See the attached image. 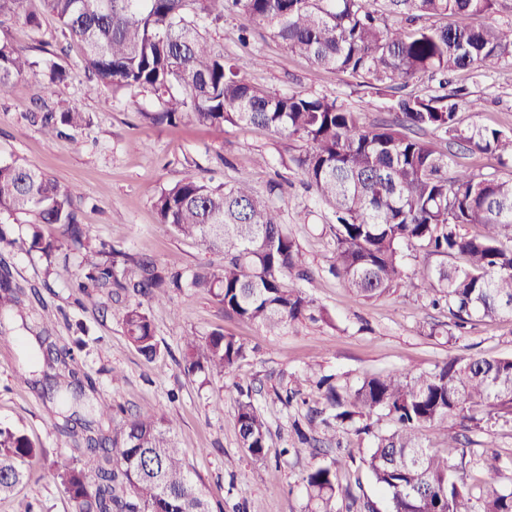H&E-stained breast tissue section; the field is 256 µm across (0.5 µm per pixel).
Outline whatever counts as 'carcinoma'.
<instances>
[{
	"mask_svg": "<svg viewBox=\"0 0 512 512\" xmlns=\"http://www.w3.org/2000/svg\"><path fill=\"white\" fill-rule=\"evenodd\" d=\"M24 0H0V18L24 19ZM500 0H43L63 33L81 43L85 66L112 92H149L159 109L145 116L153 123L254 125L303 141L292 162L319 200L335 216L334 272L350 292L376 298L403 281V244L431 254L459 256L464 265H439L415 273L418 287L448 299L459 324L472 316L512 317V177L475 174L459 162L466 152L493 153L512 160V133L482 126L463 127L462 110L472 106L461 88L426 95L404 92L423 76L448 77L463 69L492 70L512 62V22L493 19ZM240 12L266 24L286 48L312 64L345 73L391 96L385 108L394 121L367 125L362 113L336 98L300 92L274 93L241 78L234 65L214 52L199 28ZM452 19L416 25L422 18ZM39 63L0 38V98L15 78L37 74ZM32 118L52 136L86 122L75 105L39 112ZM441 132L450 151H436L421 137ZM159 223L203 243L222 260L195 271L188 281L149 259L126 267V255L93 241L82 223L74 192L44 172L16 162H0V217L32 215V246L51 258L65 246L84 251L74 287L120 288L158 302L169 288L188 286L214 296L224 312L279 330L306 316L313 299L285 279L308 277L303 253L278 213L252 188L240 183L214 187L189 174L153 198ZM59 236L47 239L42 226ZM466 225L480 231L461 232ZM25 309L20 289L0 265V319ZM123 325L129 342L148 360L160 354L149 309L138 301L127 307ZM43 376L34 381L46 395L59 394L57 378H70L66 390L74 405L91 379H82L71 348L38 334ZM182 357L191 373L219 376L246 357L232 336L213 330L184 337ZM324 407L321 418L349 425L383 413L395 424L375 436L364 458L366 469L387 497L389 512H512V492L489 486L475 497L448 458L422 442V431L448 433V418L480 409L485 422L512 414V358L453 357L434 370L395 371L366 377L353 390L340 391L330 378L317 380ZM56 430L85 445L84 458L54 461L51 476L68 494L72 512H211L198 483L168 437L164 417L130 419L113 435L71 408L60 413ZM241 448L261 459L268 427L249 394L237 407ZM47 459L21 430L0 427V497L29 478V464ZM308 512H340L338 503H356L351 487L337 481L336 462L318 464L303 478Z\"/></svg>",
	"mask_w": 512,
	"mask_h": 512,
	"instance_id": "cac0c4a2",
	"label": "carcinoma"
}]
</instances>
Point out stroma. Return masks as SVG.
I'll list each match as a JSON object with an SVG mask.
<instances>
[{
    "label": "stroma",
    "mask_w": 512,
    "mask_h": 512,
    "mask_svg": "<svg viewBox=\"0 0 512 512\" xmlns=\"http://www.w3.org/2000/svg\"><path fill=\"white\" fill-rule=\"evenodd\" d=\"M24 9L39 14V28L9 22L0 26V37L33 60L56 62L65 77L53 84L31 75L14 80L9 94L0 99V161L38 168L74 189L93 237L187 276L216 256L200 242L178 237L160 224L154 196L190 170L228 188L250 183L277 208L281 222L296 238L311 271L302 287L324 313L321 319L306 318L270 333L226 314L215 298L183 288L151 305L161 354L149 362L124 332L128 296L119 290L75 294L69 281L79 269L81 251L61 250L54 265H47L30 246L29 217L7 219L16 244L0 251V260L9 265L19 288L38 291L53 315L50 329L60 344L83 341L76 365L92 378L95 390L84 398L82 415L96 420L100 406L106 405L115 426L135 415L166 417L176 447L182 449L214 512H307L302 478L316 463L331 461L359 501H371L377 512H388L363 458L375 435L392 431L390 419L373 417L368 435L347 426L338 432V444L320 440L316 453L300 450L292 423L305 420L309 409L321 407L322 400L317 388L307 385L305 403L285 406L280 397L291 376L308 370L330 375L337 386L349 390L370 375L429 371L451 357L512 358V318L475 317L459 329L446 306H432L429 297L414 288L399 287L372 300L349 292L329 272L334 261L332 213L305 187L290 162L301 141L258 127L153 124L146 117L154 109L149 93L127 89L115 94L94 85L81 48L63 36L42 0H26ZM200 33L251 84L279 93L336 98L351 109H365L369 123L390 118L372 88L312 67L288 52L267 27L245 15L225 13L219 25H203ZM456 81L468 87L472 101L461 114L463 125L512 129V66L485 74L464 71ZM45 103L77 105L87 121L67 135L46 136L29 119ZM258 155L265 156L266 166H252V157ZM273 181L281 185L274 194L269 191ZM42 326L33 318L0 320V426L23 430L47 449L49 458L71 457V439L54 428L60 405L17 375L22 366L40 373L32 345ZM216 329L243 343L246 358L221 377L185 373L183 337ZM243 390L251 393L269 424L268 447L261 460L246 454L239 443L236 409ZM448 429L460 434V447H448L430 430L424 431V442L452 464L471 457L463 479L473 495L491 484L512 489V415L469 431L463 430L461 417H452ZM30 470L28 484L0 499V512H70L68 496L51 478L46 461L33 462Z\"/></svg>",
    "instance_id": "1"
}]
</instances>
